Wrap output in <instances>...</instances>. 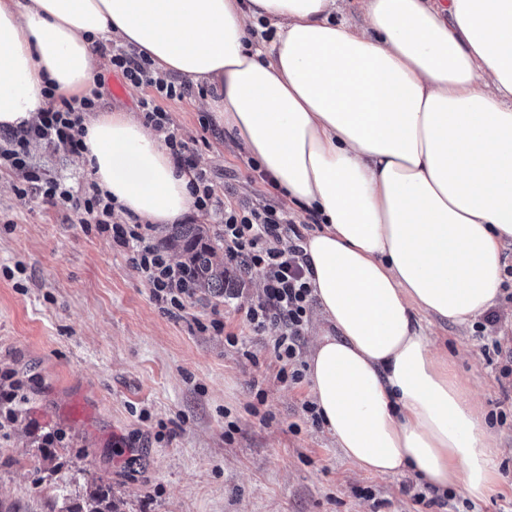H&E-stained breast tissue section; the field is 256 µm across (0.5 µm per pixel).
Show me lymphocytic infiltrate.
Wrapping results in <instances>:
<instances>
[{"mask_svg":"<svg viewBox=\"0 0 512 512\" xmlns=\"http://www.w3.org/2000/svg\"><path fill=\"white\" fill-rule=\"evenodd\" d=\"M110 62L127 85L154 89V96L140 101L143 119L163 134L179 168L192 172L195 208L204 213L219 208L220 201L206 172L198 168L186 143L177 137L168 113L158 104L162 98L182 97L185 83L157 75L148 58L119 46L113 48ZM99 99L98 90L93 89L85 96L50 105L27 128L5 130L0 135V165L18 175L21 193H34L53 206L81 210L87 224L129 248L132 266L150 286L153 299L164 310L184 309L195 293L191 275L183 265L172 263L154 242L150 225L136 221L113 222L112 199L101 192L96 183H89L83 196L78 197L71 186L48 176L30 161V146L35 142L56 151L82 153L84 116L95 111ZM222 239L226 258L235 263L241 274H257L263 280L262 295L245 313L248 324L255 332L271 334L275 357L280 364L279 379L300 383L306 368L301 359L300 336L313 303L306 277L310 262L302 248L303 232L282 209L267 204L225 211Z\"/></svg>","mask_w":512,"mask_h":512,"instance_id":"f902f5d3","label":"lymphocytic infiltrate"}]
</instances>
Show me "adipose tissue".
<instances>
[{
  "label": "adipose tissue",
  "instance_id": "adipose-tissue-1",
  "mask_svg": "<svg viewBox=\"0 0 512 512\" xmlns=\"http://www.w3.org/2000/svg\"><path fill=\"white\" fill-rule=\"evenodd\" d=\"M0 0V129L44 88L94 84V42L212 86L206 109L289 200L321 320L311 392L364 473L412 472L482 500L502 450L418 314L457 325L495 303L512 241V0ZM272 30L255 48L248 21ZM83 162L121 215L176 224L191 178L130 112L85 121Z\"/></svg>",
  "mask_w": 512,
  "mask_h": 512
}]
</instances>
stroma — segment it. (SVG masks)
Wrapping results in <instances>:
<instances>
[{
	"instance_id": "1",
	"label": "stroma",
	"mask_w": 512,
	"mask_h": 512,
	"mask_svg": "<svg viewBox=\"0 0 512 512\" xmlns=\"http://www.w3.org/2000/svg\"><path fill=\"white\" fill-rule=\"evenodd\" d=\"M95 77L103 110L138 112L152 93H114L105 54ZM205 98L193 81L160 105L217 198L275 204L304 221L216 126ZM30 153L75 195L92 180L80 155L41 143ZM18 183L0 168V504L12 512H82L102 488L116 512H512V377L484 355L473 325L421 318L490 418L505 450L498 479L476 502L459 492L442 507L420 504L412 494L422 479L360 472L304 413L309 380L279 379L269 335L245 320L260 276L234 297L199 292L167 313L127 248L74 210L18 193ZM215 319L223 332L210 330ZM366 487L371 496H359Z\"/></svg>"
}]
</instances>
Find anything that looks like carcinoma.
Returning <instances> with one entry per match:
<instances>
[{"label": "carcinoma", "mask_w": 512, "mask_h": 512, "mask_svg": "<svg viewBox=\"0 0 512 512\" xmlns=\"http://www.w3.org/2000/svg\"><path fill=\"white\" fill-rule=\"evenodd\" d=\"M156 229L165 232L162 243L178 246L187 267L194 276L195 285L200 290L214 296L224 295V289L233 287L234 277L224 261L209 243L199 224H158Z\"/></svg>", "instance_id": "cac0c4a2"}]
</instances>
